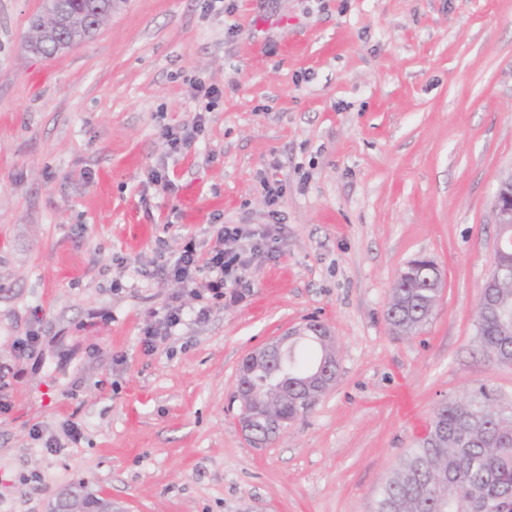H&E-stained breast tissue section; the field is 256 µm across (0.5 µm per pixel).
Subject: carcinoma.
<instances>
[{"instance_id":"cac0c4a2","label":"carcinoma","mask_w":512,"mask_h":512,"mask_svg":"<svg viewBox=\"0 0 512 512\" xmlns=\"http://www.w3.org/2000/svg\"><path fill=\"white\" fill-rule=\"evenodd\" d=\"M115 5L116 0H44L42 11L30 20L27 46L53 58L88 40ZM439 285L432 260L410 261L391 288L390 325L402 335L416 334L437 302ZM476 327L482 351L500 364H512V277L491 271L479 294ZM324 354L325 347L311 338L283 350L286 372L297 386L289 398L274 391L286 381L271 376L279 361L244 360L238 393L256 436L274 438L281 425L309 410L307 397L321 393L311 376ZM373 512H512V411L498 409L484 384L440 404L399 469L380 487Z\"/></svg>"}]
</instances>
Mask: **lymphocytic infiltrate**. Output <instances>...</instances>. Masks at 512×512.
Masks as SVG:
<instances>
[{"mask_svg":"<svg viewBox=\"0 0 512 512\" xmlns=\"http://www.w3.org/2000/svg\"><path fill=\"white\" fill-rule=\"evenodd\" d=\"M274 252L270 230L247 224L221 225L216 230L214 244L207 247L195 239L186 240L181 250L166 261L160 271L175 282L181 292L199 298L200 305L188 312L178 301H171L156 323L145 331L144 347L152 348L157 342L174 335L187 317H194L199 322L206 320L211 307L210 303H203V296H211L212 301H220L227 296L240 299L236 286L244 268L252 259L270 257Z\"/></svg>","mask_w":512,"mask_h":512,"instance_id":"obj_1","label":"lymphocytic infiltrate"}]
</instances>
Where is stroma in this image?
I'll return each instance as SVG.
<instances>
[{"instance_id":"1","label":"stroma","mask_w":512,"mask_h":512,"mask_svg":"<svg viewBox=\"0 0 512 512\" xmlns=\"http://www.w3.org/2000/svg\"><path fill=\"white\" fill-rule=\"evenodd\" d=\"M224 2L121 0L43 59L25 44L43 0H0V512L78 484L125 512H372L440 402L484 384L512 405L474 319L512 174V0ZM200 112L168 153L161 126ZM219 224L270 227L279 251L242 300L145 350L177 287L138 269ZM419 256L442 293L403 337L386 311ZM308 318L336 338V381L253 446L241 363ZM205 128V115L199 113L194 123L184 126H167L161 127L160 135L166 144L169 153H182L188 150L202 134Z\"/></svg>"}]
</instances>
